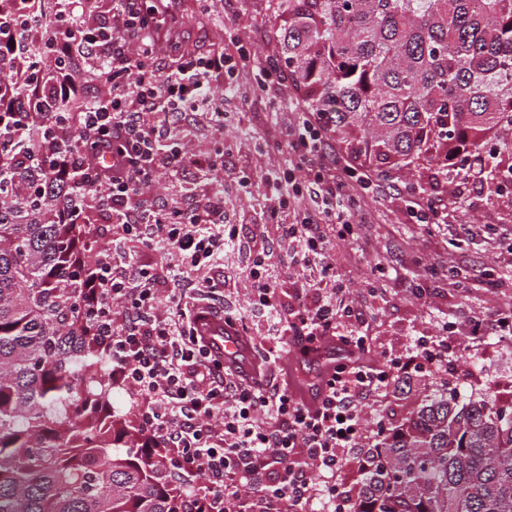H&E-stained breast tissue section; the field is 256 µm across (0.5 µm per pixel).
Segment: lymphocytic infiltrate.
Instances as JSON below:
<instances>
[{"label":"lymphocytic infiltrate","mask_w":512,"mask_h":512,"mask_svg":"<svg viewBox=\"0 0 512 512\" xmlns=\"http://www.w3.org/2000/svg\"><path fill=\"white\" fill-rule=\"evenodd\" d=\"M143 0H108L112 21L88 24L74 42L54 47L58 57L81 54L96 63L111 62L119 87L110 98L90 101L77 93L69 72L59 71L53 91L59 105L74 111L78 141L59 154L50 181L77 195L107 186L99 197L110 222L94 240L93 274L86 285L94 327L112 362L114 385L131 390L137 424L145 443L172 452L175 477L200 474L205 486L191 491L184 512H224L245 482L271 475L264 488L267 503L288 504L307 512L321 500L328 512H350L351 502L336 481L348 453L375 448L386 430L384 418L365 428L369 397L397 379L447 370L454 347L444 336L415 337L409 351L370 360L371 342L352 303L322 291H283L270 279L265 253H257L246 280L251 306L266 322V363L278 368L285 353L316 352L339 346L342 355L321 378L316 403H307L294 386L250 381L200 336L206 318H223L240 329L244 317L218 315L208 307L160 315L158 307L170 282L185 271L215 268L239 242L242 227L224 219V194L216 191L192 208H142L140 196L158 173L177 177L194 170L208 175L218 167L215 154H197L180 143L157 119L161 112H202L219 129L223 114L213 101V83L232 86L241 64L252 58L246 47L236 54L215 50L205 56H181L176 67L158 66L156 35L176 12ZM11 121L0 136L22 144L41 141L46 131L26 105L6 101ZM275 144L286 147L287 168L266 173L262 197L271 216L296 208L305 194L318 201L317 215L282 227V236L303 262L318 263L322 280L336 277L330 259L336 240L354 237V199L336 178V163L324 147L327 135L313 113H301L290 128L273 129ZM110 165H101L102 157ZM306 171L299 179L298 171ZM131 243L162 256V263L115 262L112 246ZM320 472L313 483L308 475Z\"/></svg>","instance_id":"f902f5d3"}]
</instances>
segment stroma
<instances>
[{
  "instance_id": "35a3bbf8",
  "label": "stroma",
  "mask_w": 512,
  "mask_h": 512,
  "mask_svg": "<svg viewBox=\"0 0 512 512\" xmlns=\"http://www.w3.org/2000/svg\"><path fill=\"white\" fill-rule=\"evenodd\" d=\"M184 20L182 36L193 54H209L216 44L234 50L251 46L256 60H277L281 46L272 31L276 21L271 0H211L200 14L198 0H175ZM260 71L255 63L240 69L237 92L221 97L224 127L180 121L194 152L215 146L224 150L221 184L231 223H261L272 253L270 271L283 289L304 288L319 278L315 265L288 262V245L276 225L265 223L260 205L262 178L287 164L286 148L267 141L269 121L293 126L304 106L291 82L279 87L275 100L260 95ZM413 175L395 179L372 177L367 186L351 184L358 202L359 240L337 241L331 259L336 283L359 309L372 338V358L405 350L417 336L448 335L457 347L448 378L412 377L374 397L371 406L387 426L394 427L416 414L433 395L454 389L460 403L481 402L512 392V345L499 342L495 321L512 311V195H496L472 186L466 206L455 204L448 185H440L435 200L442 214L438 224H415L407 212L405 186ZM253 243L250 235L228 253L223 266L206 278L219 282L210 292L203 279L178 289L184 307L213 305L245 312L246 337L251 348L265 338L262 315L250 311L245 272Z\"/></svg>"
}]
</instances>
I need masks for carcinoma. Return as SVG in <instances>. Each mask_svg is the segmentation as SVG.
<instances>
[{
  "mask_svg": "<svg viewBox=\"0 0 512 512\" xmlns=\"http://www.w3.org/2000/svg\"><path fill=\"white\" fill-rule=\"evenodd\" d=\"M57 0H0V102L58 111L54 76L27 60L60 38ZM288 79L347 156L393 177L447 182L512 142V0H276ZM44 166L0 139V512H183L141 433L111 411L112 366L89 320L87 200L35 187ZM82 208L84 223L61 214ZM353 512H512V397L444 393L388 430L359 469Z\"/></svg>",
  "mask_w": 512,
  "mask_h": 512,
  "instance_id": "cac0c4a2",
  "label": "carcinoma"
}]
</instances>
